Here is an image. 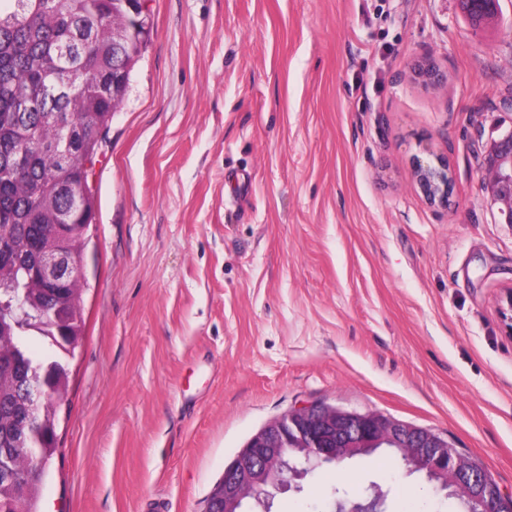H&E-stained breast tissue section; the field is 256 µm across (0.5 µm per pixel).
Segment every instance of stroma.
<instances>
[{
  "label": "stroma",
  "instance_id": "stroma-1",
  "mask_svg": "<svg viewBox=\"0 0 512 512\" xmlns=\"http://www.w3.org/2000/svg\"><path fill=\"white\" fill-rule=\"evenodd\" d=\"M147 0L89 175L85 336L41 512H204L265 424L324 403L431 430L512 492V226L478 184L512 129V0ZM431 58L442 87L415 73ZM448 161V207L416 162ZM439 512L387 451L270 512ZM463 9L471 24L480 28L487 18L494 17L497 11L498 0H461ZM386 494L379 488L375 489L371 498L366 501H357L350 504L340 502L337 504V510L341 512H380L385 505Z\"/></svg>",
  "mask_w": 512,
  "mask_h": 512
}]
</instances>
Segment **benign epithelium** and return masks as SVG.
<instances>
[{
  "instance_id": "7a95c632",
  "label": "benign epithelium",
  "mask_w": 512,
  "mask_h": 512,
  "mask_svg": "<svg viewBox=\"0 0 512 512\" xmlns=\"http://www.w3.org/2000/svg\"><path fill=\"white\" fill-rule=\"evenodd\" d=\"M426 201L448 206V162L415 165ZM480 189L499 205L512 223V130L491 143L479 166ZM73 265L63 254L43 259L45 277L58 281L70 276ZM500 313L512 335V287L504 290ZM398 447L408 471L422 472L436 490L458 498L467 512H512V494H504L478 463L461 456L448 440L424 428L413 427L376 412L346 411L335 406H303L276 418L247 442L224 469L216 499L224 512H234L247 499L270 498L286 486L284 474L303 476L322 463L342 460L364 446ZM386 494L375 489L365 501L345 504L340 512H379Z\"/></svg>"
}]
</instances>
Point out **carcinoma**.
<instances>
[{"label": "carcinoma", "instance_id": "1", "mask_svg": "<svg viewBox=\"0 0 512 512\" xmlns=\"http://www.w3.org/2000/svg\"><path fill=\"white\" fill-rule=\"evenodd\" d=\"M0 9V512H38L40 482L26 480L36 456L54 458L58 411L39 418L30 435L25 377L43 388L68 385L65 358L84 334L74 289L43 288L39 258L62 249L81 263L86 237L72 228L92 224L86 165L114 116L112 76L132 71L144 40L134 31L141 13L126 0H8ZM479 28L498 0H462ZM35 102L23 114L17 98ZM47 345L33 353L29 338Z\"/></svg>", "mask_w": 512, "mask_h": 512}]
</instances>
